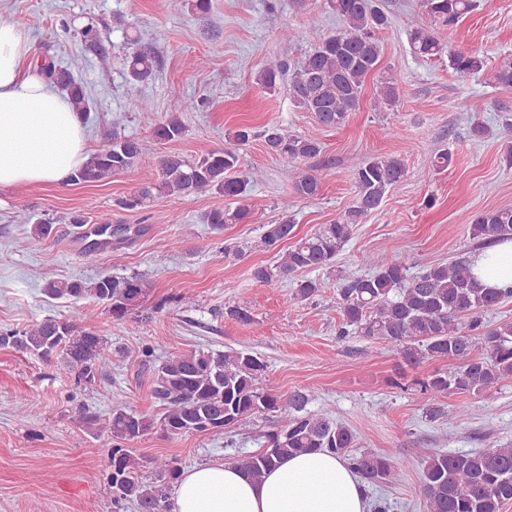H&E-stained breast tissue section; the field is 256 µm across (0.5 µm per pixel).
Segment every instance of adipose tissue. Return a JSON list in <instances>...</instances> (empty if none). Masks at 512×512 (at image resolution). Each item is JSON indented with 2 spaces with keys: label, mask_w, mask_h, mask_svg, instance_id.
<instances>
[{
  "label": "adipose tissue",
  "mask_w": 512,
  "mask_h": 512,
  "mask_svg": "<svg viewBox=\"0 0 512 512\" xmlns=\"http://www.w3.org/2000/svg\"><path fill=\"white\" fill-rule=\"evenodd\" d=\"M89 158L83 117L31 56L24 27L0 24V191L60 184ZM481 286L512 288V240L470 258ZM170 512H367L364 491L327 451L283 458L262 480L232 463L184 472Z\"/></svg>",
  "instance_id": "adipose-tissue-1"
}]
</instances>
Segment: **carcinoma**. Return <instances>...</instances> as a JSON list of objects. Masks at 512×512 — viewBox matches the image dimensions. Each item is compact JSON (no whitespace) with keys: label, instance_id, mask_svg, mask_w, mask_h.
<instances>
[{"label":"carcinoma","instance_id":"carcinoma-1","mask_svg":"<svg viewBox=\"0 0 512 512\" xmlns=\"http://www.w3.org/2000/svg\"><path fill=\"white\" fill-rule=\"evenodd\" d=\"M340 16L342 28L324 36L309 53L297 60L277 56L266 61L257 81L269 91L288 81L296 104L314 116L315 129L293 135L272 126L262 131L269 153L290 167L293 193L303 199L319 195L317 175L299 168L303 161L320 156V131L340 127L349 114L360 108L365 82L379 69V32L389 25L387 14L374 0H329ZM434 22L454 28L480 6V0H424ZM413 53L437 57L443 45L434 34L417 28L410 34ZM449 64L461 75L484 67L472 51H448ZM155 57L148 49H137L126 58L129 77L144 82L152 77ZM47 79L64 90L75 111H88L84 86L72 73L53 62L44 64ZM377 101L393 107L398 101L392 76L377 83ZM129 110L139 113L159 141L172 142L185 135V127L174 115L159 119L145 99H134ZM254 132L241 127L228 134L232 146L214 150L193 161L173 153L160 161L158 174L150 172L143 186L117 204L125 209L142 208L163 194L216 191L228 200L222 209L206 212L203 221L216 229L240 224L249 218L245 199L251 179L238 173L239 151ZM142 144L134 137L115 136L112 143L91 155L71 178L75 183H95L137 166ZM407 174L404 161L396 156H373L353 168L355 198L336 221L322 224L312 234L296 237L294 216L283 203L281 217L263 225L262 247L278 249L289 241L271 265L254 269L255 279L268 283L291 282L296 298L306 301L319 292L314 279H297L310 270L329 269L349 241L353 227L377 210L385 194ZM472 247L486 249L512 239V207H502L474 216L470 227ZM364 276L343 278L339 290V335L355 331L380 338L397 348L404 363L415 366L424 358L449 360L454 366L416 378L412 385L433 397L448 394L482 395L512 383V321L487 326L482 315L512 299V289L482 287L472 276L469 260L460 257L411 271L401 256L375 261ZM43 291L51 298H90L106 305L112 320H125L141 307L147 283L140 277L102 275L87 284L79 280L46 279ZM12 348L45 362L61 359L65 370L79 382H92L109 365L104 332L82 323L78 316L46 318L23 330H0V349ZM266 369L261 359L244 350H198L174 355L155 369L153 394L165 412L160 429L169 437L194 433L221 434L255 417L274 413L276 426L265 434V447L253 454L234 457L252 478H261L286 456L328 450L343 459L348 468L371 485L389 482L406 462L356 449L353 431L324 414L306 411L309 394L294 392L284 398L259 386ZM80 421L97 436L106 437V469L112 504L117 509L133 504L137 512H169V489L180 477L176 460L168 457L139 458L132 444L155 427V420L124 404L113 406L110 416L83 411ZM421 478L426 512H501L512 502V447L476 452L435 450L423 460ZM149 473H144V470Z\"/></svg>","mask_w":512,"mask_h":512}]
</instances>
